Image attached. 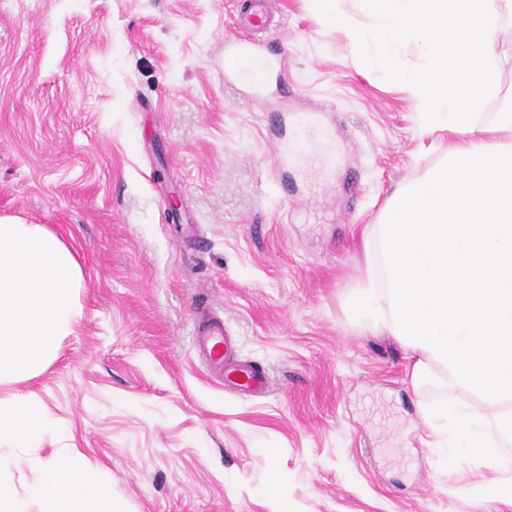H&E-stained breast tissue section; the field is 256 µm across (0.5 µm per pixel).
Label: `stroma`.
<instances>
[{
  "label": "stroma",
  "mask_w": 512,
  "mask_h": 512,
  "mask_svg": "<svg viewBox=\"0 0 512 512\" xmlns=\"http://www.w3.org/2000/svg\"><path fill=\"white\" fill-rule=\"evenodd\" d=\"M265 7L252 36L243 0H0V217L63 233L83 273L55 359L0 385L57 425L14 487L77 452L125 512H512L486 468L437 462L422 410L443 392L348 307L368 227L452 137L313 0ZM241 39L286 75L241 81ZM311 104L326 171L277 160ZM212 316L269 392L211 377Z\"/></svg>",
  "instance_id": "35a3bbf8"
}]
</instances>
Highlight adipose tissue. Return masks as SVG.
Returning <instances> with one entry per match:
<instances>
[{
  "mask_svg": "<svg viewBox=\"0 0 512 512\" xmlns=\"http://www.w3.org/2000/svg\"><path fill=\"white\" fill-rule=\"evenodd\" d=\"M82 269L72 244L42 224L0 218V384L29 380L53 360L57 340L80 318L73 295ZM424 416L448 461L463 458L492 471L490 491L512 487L497 476L498 447L512 443V412L487 415L472 406L445 401L427 406ZM51 423L24 396L0 399V443L26 448ZM14 459L0 455V512H124L104 472L75 455L44 466L26 495H18L8 474Z\"/></svg>",
  "mask_w": 512,
  "mask_h": 512,
  "instance_id": "1",
  "label": "adipose tissue"
}]
</instances>
